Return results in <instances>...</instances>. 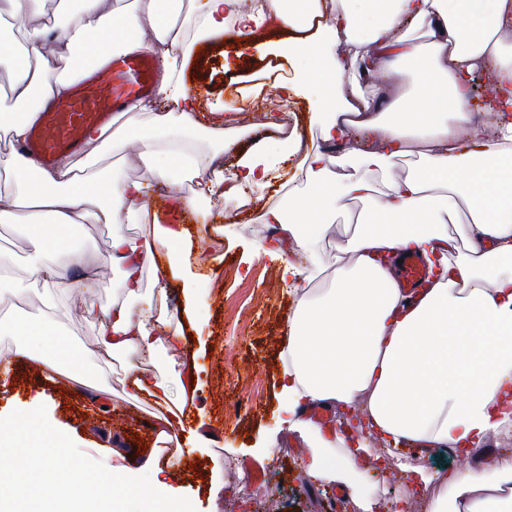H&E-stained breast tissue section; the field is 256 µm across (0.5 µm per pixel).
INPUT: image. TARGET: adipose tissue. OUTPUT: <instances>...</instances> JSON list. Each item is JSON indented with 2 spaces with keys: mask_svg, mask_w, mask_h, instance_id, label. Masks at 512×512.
Masks as SVG:
<instances>
[{
  "mask_svg": "<svg viewBox=\"0 0 512 512\" xmlns=\"http://www.w3.org/2000/svg\"><path fill=\"white\" fill-rule=\"evenodd\" d=\"M229 2L206 0L196 12L185 0L131 6L82 0L66 33L55 36L38 21L45 0H0V13L13 20L0 35V63L10 68L16 102L0 109V129L11 142L26 137L47 101L69 97L65 71L96 48L150 53L167 74L163 112L153 113L148 100L133 105L152 112L149 129L127 121L109 132L89 128L90 153L79 160L61 156L47 168L13 153L0 159L9 173L0 186V223L29 227L37 255L29 279L47 303L73 290L85 308L100 310L97 358L140 359L129 401L144 394L163 404L156 440L181 447L184 403L194 391L182 387V403L168 404L169 382L154 360L158 352L180 350L184 328L156 316L142 288L153 244L178 259L184 231L154 225L151 243L113 233L108 260L119 273L122 297L100 309L89 291L68 280L74 229L92 216L113 224L144 218L151 182L169 191L199 177L204 191L226 199L263 193L275 164L289 163L297 179L262 205L261 221L296 241L308 259L306 266L284 268L297 305L288 318L280 380L289 427L312 442L308 471L360 493L366 437L324 433L310 415L312 408L347 407L358 398L367 437L390 450L410 443L466 456L490 437L512 436V31L502 23L512 0H257L233 18ZM231 26L243 37L263 26L286 34L285 46L272 54L276 68L291 67L295 76L279 83V94L306 102L322 142L345 139L352 130L379 131L373 147L348 149L354 172L337 174L322 142L295 139L277 153L251 149L227 174L222 157L235 129L210 128L211 146L197 145L200 125L183 74L188 37L213 39ZM394 73L409 77L425 111H416L410 98L392 99L386 79ZM478 73L493 89L486 111L497 133L489 140L471 126L470 85ZM465 136L472 141L466 150L460 147ZM129 143L148 180L94 173L97 152ZM414 146L420 166L391 176ZM345 200L365 208L331 270L323 242ZM407 252L423 259L429 275L414 307L394 271ZM324 277L329 287H316ZM4 334L31 336L35 347L19 352L45 374L61 373L75 358L48 322L14 320L0 327ZM44 440L28 413L0 422V475L6 478L0 512H29L35 502L54 512L60 500L65 512H188L167 482L131 485L118 472L87 476L61 464ZM32 445L43 450L36 470L16 454ZM427 512H512V469L448 473Z\"/></svg>",
  "mask_w": 512,
  "mask_h": 512,
  "instance_id": "1",
  "label": "adipose tissue"
}]
</instances>
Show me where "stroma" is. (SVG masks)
<instances>
[{
  "label": "stroma",
  "instance_id": "35a3bbf8",
  "mask_svg": "<svg viewBox=\"0 0 512 512\" xmlns=\"http://www.w3.org/2000/svg\"><path fill=\"white\" fill-rule=\"evenodd\" d=\"M279 40V35L260 31L247 45L232 38L196 44L185 72L199 91L203 124L221 123V115L209 110L215 100L240 108L246 119L268 122L269 114L258 109V99L242 100L239 91L269 68L260 46ZM261 205L249 195L213 201L205 208L187 207L192 239L188 262L169 276L167 291L156 302L167 319L182 320L187 338L184 352L160 354L156 364L173 380L191 372L197 387L189 421L206 446L192 455L194 471L172 480L191 512H330L325 482L309 477L303 468L309 442L289 429L279 399L281 353L294 302L280 261L254 254L268 230L259 220ZM228 210L237 213V223L225 222ZM117 231L147 235L152 225L89 221L78 226L72 241L78 269L92 274L86 286L102 304L112 301L118 279L105 260ZM0 254L9 258L0 273V319L48 321L79 357L74 370L48 378L33 372L27 359L17 355L19 337L0 338V359L14 360L10 373L0 372V420L27 412L61 442V460L89 474L124 467L129 482H149L152 474L143 463L158 453L155 433L148 426L157 407L150 402L137 409L124 402L129 390L125 360L103 364L92 356L100 313H87L66 296L47 307L38 288H26L24 272L34 251L25 225L0 224ZM190 272L204 276L191 304L182 290ZM21 287L26 295L14 297L13 289ZM260 444L274 459L268 483L275 492L269 496L258 493L262 464L248 454ZM394 457L396 463L387 474L368 472L367 480L376 491L370 507L360 506L355 512H388L389 490L403 483L404 465L430 475L426 491L437 490L446 473L469 469L466 460L442 448L423 455L404 449ZM215 474L224 481L219 495L212 492Z\"/></svg>",
  "mask_w": 512,
  "mask_h": 512
}]
</instances>
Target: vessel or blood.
Instances as JSON below:
<instances>
[{
	"label": "vessel or blood",
	"mask_w": 512,
	"mask_h": 512,
	"mask_svg": "<svg viewBox=\"0 0 512 512\" xmlns=\"http://www.w3.org/2000/svg\"><path fill=\"white\" fill-rule=\"evenodd\" d=\"M158 84V71L146 54L109 52L100 60L87 59L73 77L70 98L48 105L15 151L44 166L64 153L81 155L87 128L108 126L131 103L152 94ZM400 286L410 304L423 297L428 279L419 258L405 257Z\"/></svg>",
	"instance_id": "1"
}]
</instances>
